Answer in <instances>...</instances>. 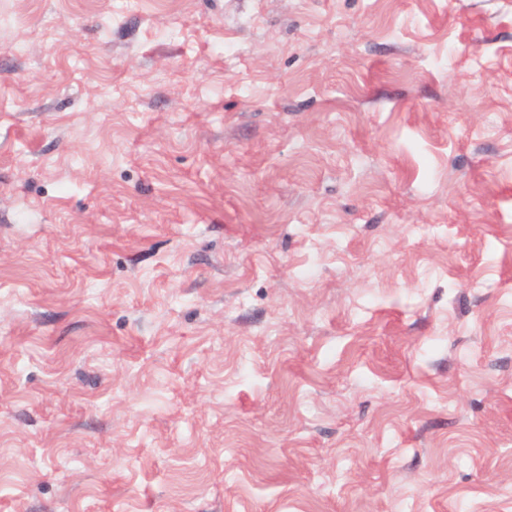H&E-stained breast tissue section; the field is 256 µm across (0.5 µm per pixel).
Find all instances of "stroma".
<instances>
[{
    "instance_id": "35a3bbf8",
    "label": "stroma",
    "mask_w": 512,
    "mask_h": 512,
    "mask_svg": "<svg viewBox=\"0 0 512 512\" xmlns=\"http://www.w3.org/2000/svg\"><path fill=\"white\" fill-rule=\"evenodd\" d=\"M0 512H512V0H0Z\"/></svg>"
}]
</instances>
